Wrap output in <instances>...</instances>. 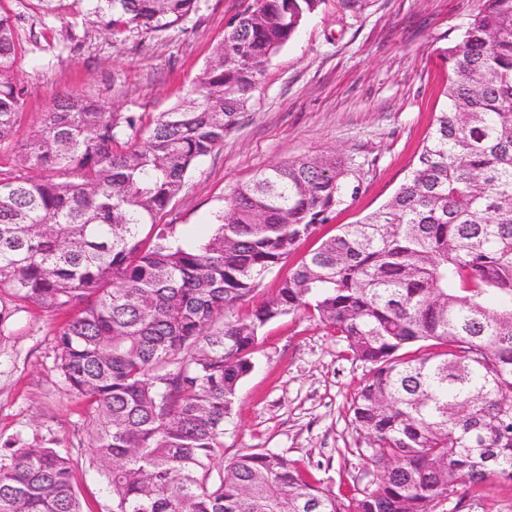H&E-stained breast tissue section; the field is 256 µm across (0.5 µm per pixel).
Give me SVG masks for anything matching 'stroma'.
Returning a JSON list of instances; mask_svg holds the SVG:
<instances>
[{"label":"stroma","instance_id":"obj_1","mask_svg":"<svg viewBox=\"0 0 512 512\" xmlns=\"http://www.w3.org/2000/svg\"><path fill=\"white\" fill-rule=\"evenodd\" d=\"M246 0H199L196 12L163 32L113 33L80 16L73 0L47 12L39 0H0L18 45L16 76L29 89L16 140L0 146L14 167L23 139L62 95H86L119 112L151 118L185 98L228 22ZM479 0H323L297 36L267 62L249 107L224 143L190 176L164 224L202 237L213 232L234 188L266 167L335 156L361 171L357 197L338 207L256 290L237 304L246 315L338 227L378 209L404 182L443 99L455 42ZM69 313L0 297V445L54 448L74 461L82 512H112L103 473L91 459V409L65 382L56 333ZM224 426V457L271 450L296 461L318 486H364L368 440L352 422V402L369 375L333 330L297 312L266 324ZM469 512H512V479L479 493L461 486Z\"/></svg>","mask_w":512,"mask_h":512}]
</instances>
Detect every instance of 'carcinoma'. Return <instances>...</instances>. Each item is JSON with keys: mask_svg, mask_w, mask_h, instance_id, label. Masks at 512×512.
Masks as SVG:
<instances>
[{"mask_svg": "<svg viewBox=\"0 0 512 512\" xmlns=\"http://www.w3.org/2000/svg\"><path fill=\"white\" fill-rule=\"evenodd\" d=\"M119 31L162 32L199 0H78ZM323 0H256L190 98L144 122L60 99L0 171V292L78 309L60 370L94 414L114 512H464L458 485L512 479V0H480L443 50L448 82L417 161L375 211L339 227L251 313L235 306L345 198L353 164L299 159L238 186L197 241L157 219L224 142L264 64ZM0 13V145L29 87ZM295 311L371 366L353 422L376 479L351 495L269 450L224 462V423L260 330ZM0 512H81L72 460L0 448Z\"/></svg>", "mask_w": 512, "mask_h": 512, "instance_id": "carcinoma-1", "label": "carcinoma"}]
</instances>
